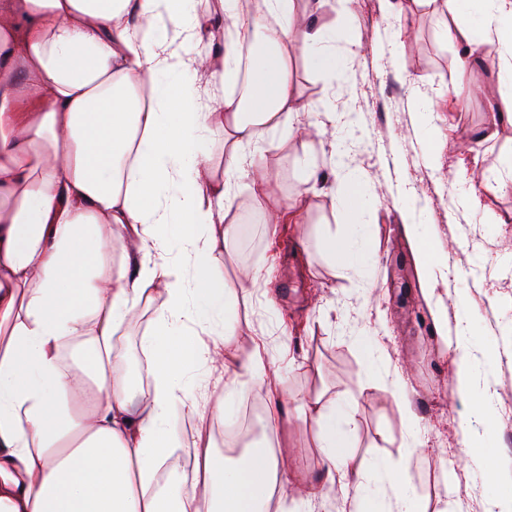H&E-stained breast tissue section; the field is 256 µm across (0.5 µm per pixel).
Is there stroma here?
I'll list each match as a JSON object with an SVG mask.
<instances>
[{
	"label": "stroma",
	"instance_id": "1",
	"mask_svg": "<svg viewBox=\"0 0 512 512\" xmlns=\"http://www.w3.org/2000/svg\"><path fill=\"white\" fill-rule=\"evenodd\" d=\"M399 13L385 0H356L364 44L345 56L347 72L335 77L310 70L309 47L295 38L291 76L298 102H329L354 112L362 131L346 159L369 193L362 220L373 232L374 262L369 271L344 268L322 252L320 229L344 235L349 219L334 197V176L324 160L333 127L310 129L257 159L272 177L264 208L284 209L304 194L295 174L297 157L320 162L315 191L295 223L282 225L278 237L259 230L249 260L240 257L232 238L221 257L224 283L235 288L244 271L269 272L235 303L231 353L248 354L265 336L291 395H321L354 403L352 455L356 466L384 463L407 467L412 494L421 512H484L477 470L458 466L464 434L460 417L473 431H492L499 458L512 473V126H490L492 107L512 97L497 76L512 59V49L490 42L477 61L459 74L458 45L440 33L430 6L403 0ZM434 110L444 143L441 168L425 160L418 131V107ZM479 173L476 200L464 206L462 171ZM421 213L433 240L453 257L455 273L428 285L416 245L404 229L403 209ZM476 315V340L495 345L499 356L489 380L495 417L473 415L468 401L453 397L457 361L447 339L455 338L463 307ZM154 303L131 312L117 335L128 360L142 359L140 341L148 330ZM415 415L407 424L404 409ZM220 419L183 416L173 430L184 465H192L195 433L223 449ZM416 433L423 451L401 460L398 448ZM298 460L296 482L311 480L322 460L309 423L295 420L272 438ZM476 488L462 502L461 486Z\"/></svg>",
	"mask_w": 512,
	"mask_h": 512
}]
</instances>
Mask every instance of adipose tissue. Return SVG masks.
Segmentation results:
<instances>
[{"label": "adipose tissue", "mask_w": 512, "mask_h": 512, "mask_svg": "<svg viewBox=\"0 0 512 512\" xmlns=\"http://www.w3.org/2000/svg\"><path fill=\"white\" fill-rule=\"evenodd\" d=\"M457 26L459 69L489 38L512 45V0H426ZM225 49L197 0H0V512H270L293 476L267 439L235 461L205 446L192 479L172 452L174 408L235 414L244 381L262 383L275 430L288 386L257 339L227 364L229 309L219 255L235 233L215 220L239 180L262 200L269 179L254 150L302 134L289 70L295 30L311 69L334 73L333 45L360 48L358 25L301 29L295 0L243 9L223 0ZM265 49L242 61L237 47ZM240 83L225 93V82ZM226 134L224 178L213 180L204 145ZM346 236L323 235L324 253L368 268L372 233L359 219L366 189L337 172ZM122 249L114 270L112 250ZM161 295L141 349L151 376L135 385L114 348L117 329ZM455 391L492 418L457 347ZM311 423L323 474L301 485L291 512H312L335 483L359 512H417L407 469L351 467L352 408L339 399L293 400ZM386 483L381 499L375 483Z\"/></svg>", "instance_id": "1"}]
</instances>
